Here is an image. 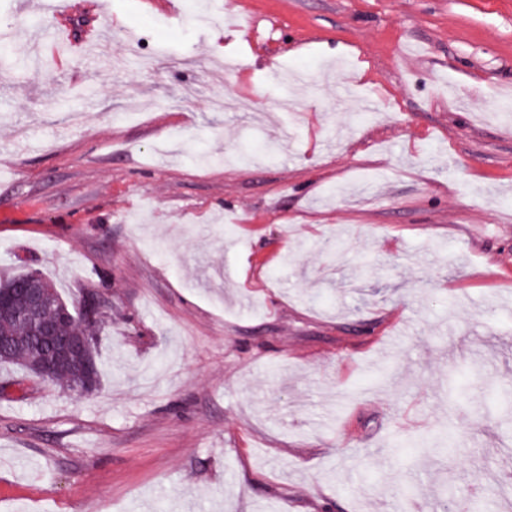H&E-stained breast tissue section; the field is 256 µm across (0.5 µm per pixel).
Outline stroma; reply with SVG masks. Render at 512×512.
I'll list each match as a JSON object with an SVG mask.
<instances>
[{"label":"stroma","mask_w":512,"mask_h":512,"mask_svg":"<svg viewBox=\"0 0 512 512\" xmlns=\"http://www.w3.org/2000/svg\"><path fill=\"white\" fill-rule=\"evenodd\" d=\"M27 2L0 270L111 310L92 395L0 369V512H512V0Z\"/></svg>","instance_id":"stroma-1"}]
</instances>
